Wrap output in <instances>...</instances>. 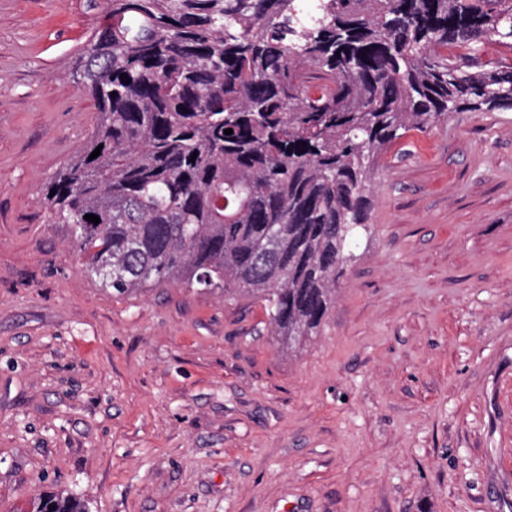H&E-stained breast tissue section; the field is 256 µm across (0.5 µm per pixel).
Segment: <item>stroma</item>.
Masks as SVG:
<instances>
[{
	"label": "stroma",
	"mask_w": 512,
	"mask_h": 512,
	"mask_svg": "<svg viewBox=\"0 0 512 512\" xmlns=\"http://www.w3.org/2000/svg\"><path fill=\"white\" fill-rule=\"evenodd\" d=\"M106 0H0V512H512V110L383 156L318 336L87 277L46 183L98 122ZM49 505H55V508L49 509ZM87 501L74 496H64L62 494L47 492L39 499L36 506V512H89Z\"/></svg>",
	"instance_id": "obj_1"
}]
</instances>
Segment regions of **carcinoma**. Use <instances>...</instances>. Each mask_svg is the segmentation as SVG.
I'll use <instances>...</instances> for the list:
<instances>
[{"instance_id": "obj_1", "label": "carcinoma", "mask_w": 512, "mask_h": 512, "mask_svg": "<svg viewBox=\"0 0 512 512\" xmlns=\"http://www.w3.org/2000/svg\"><path fill=\"white\" fill-rule=\"evenodd\" d=\"M486 42L512 50V0H107L75 70L98 122L44 199L103 287L246 296L296 350L336 302L390 145L512 110V67L472 68ZM36 512L89 504L48 492Z\"/></svg>"}]
</instances>
